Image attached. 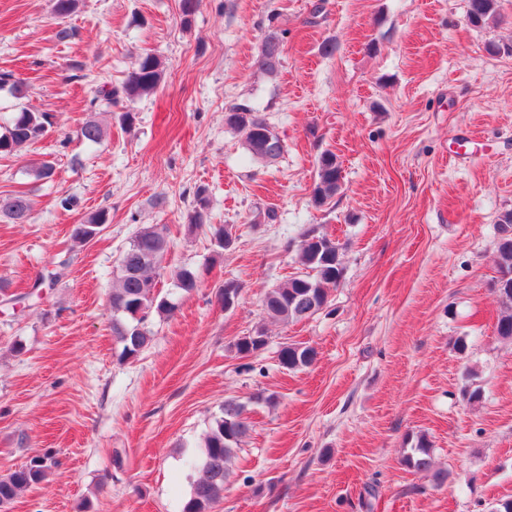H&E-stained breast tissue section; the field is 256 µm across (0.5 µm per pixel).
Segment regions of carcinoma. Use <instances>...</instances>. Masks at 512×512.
Listing matches in <instances>:
<instances>
[{
  "instance_id": "1",
  "label": "carcinoma",
  "mask_w": 512,
  "mask_h": 512,
  "mask_svg": "<svg viewBox=\"0 0 512 512\" xmlns=\"http://www.w3.org/2000/svg\"><path fill=\"white\" fill-rule=\"evenodd\" d=\"M78 0H53L54 17L61 21L56 37L69 38L72 31L63 24L75 12ZM497 0H469L468 19L474 26H481L496 12ZM282 39L275 30L262 42L256 58L259 70L272 74L281 59ZM160 62L152 53H145L122 84L123 93L130 100L148 95L159 86ZM9 87L11 95L21 99L25 95L24 82L10 74H0V89ZM224 123L244 133V147L256 162L268 166L284 153V143L275 129L259 113L244 105H234L224 113ZM53 125L48 112L22 108L13 113L5 131L0 133V157L16 155L44 138ZM78 137L97 143L103 137L102 127L95 121L86 122ZM29 173L38 181L50 182L56 177V164L50 159L31 162ZM342 186V168L336 154L327 149L318 157L316 178L312 188V201L321 206L332 199ZM195 210L190 223L195 227L208 226L211 241L217 252L230 249L234 242L230 230L222 224H206V188L195 192ZM31 212V200L25 191H15L0 197V216L16 223L24 222ZM108 222L107 214L97 212L71 229L70 238L76 247L88 245L101 233ZM168 228L163 224H143L138 227L128 247L123 251L118 270L113 273L109 303L112 308V334L122 344L121 358L127 359L140 353L152 341V331L147 320L153 313L170 317L178 303L156 289V278L165 270L168 253ZM497 278L501 286L494 289L504 308L496 331L503 339L512 340V212H505L498 220V237L495 244ZM341 246L335 239L312 227L304 231L298 249V263L303 272L288 277L283 283L268 290L262 307L269 318L282 323L309 319L325 310L329 303V287L338 284L344 276L340 256ZM174 285L184 293H191L199 286L197 271L182 265L170 271ZM268 343L265 329L257 328L248 336L234 343L236 352L248 357ZM316 359V350L303 343L283 346L278 352L282 368L296 370L310 366ZM250 422L245 416V406L234 399L224 400L221 413L204 437V449L188 467L200 473L192 482L189 498L181 512H210L221 499L228 477V463L233 458L242 438L249 431ZM402 464L414 472L432 469L429 444L425 436L417 438L402 457ZM56 467L48 454L32 457L26 464L0 477V507L11 504L18 495L40 486Z\"/></svg>"
}]
</instances>
